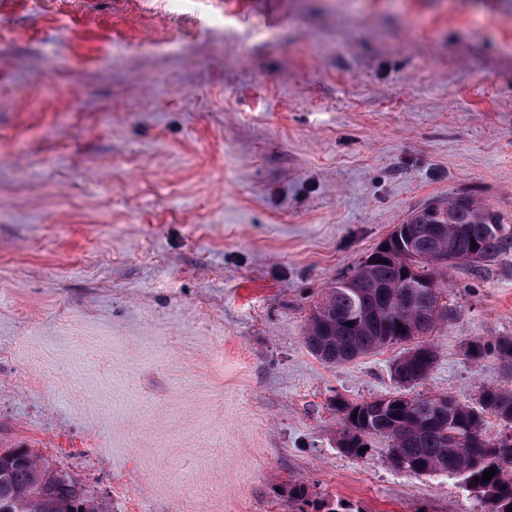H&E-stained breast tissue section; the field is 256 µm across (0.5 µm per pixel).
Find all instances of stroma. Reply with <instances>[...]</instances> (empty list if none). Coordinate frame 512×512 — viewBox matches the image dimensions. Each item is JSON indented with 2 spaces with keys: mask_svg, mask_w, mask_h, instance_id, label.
Wrapping results in <instances>:
<instances>
[{
  "mask_svg": "<svg viewBox=\"0 0 512 512\" xmlns=\"http://www.w3.org/2000/svg\"><path fill=\"white\" fill-rule=\"evenodd\" d=\"M512 224V0H0V450L112 512H485L337 399L394 391L393 344L327 364L324 288L425 203ZM423 392L512 389V252L443 271ZM463 356L473 362L495 356L512 372V336L498 337L493 341L467 340L463 345ZM288 499L298 502L311 508L314 512H360L359 510L353 511L351 505L344 503L342 500L326 501L324 499L319 502H309L307 488L303 483L293 482L288 485L286 489Z\"/></svg>",
  "mask_w": 512,
  "mask_h": 512,
  "instance_id": "obj_1",
  "label": "stroma"
}]
</instances>
